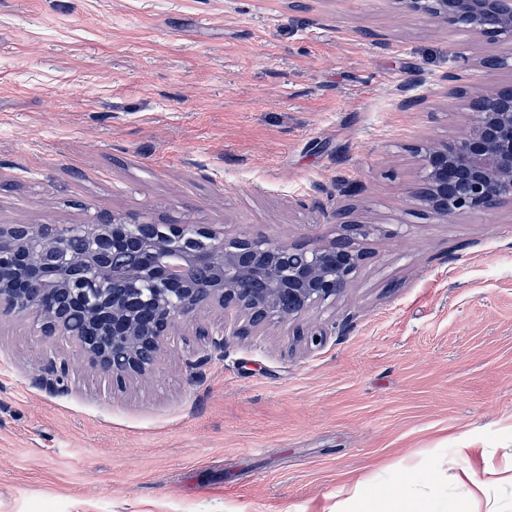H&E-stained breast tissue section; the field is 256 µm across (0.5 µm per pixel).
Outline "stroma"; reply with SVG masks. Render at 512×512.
Listing matches in <instances>:
<instances>
[{"label":"stroma","instance_id":"obj_1","mask_svg":"<svg viewBox=\"0 0 512 512\" xmlns=\"http://www.w3.org/2000/svg\"><path fill=\"white\" fill-rule=\"evenodd\" d=\"M512 85V41L392 0H0V225L99 214L307 244L373 225L347 292L149 383L0 316V512H329L405 460L449 498L512 460V208L413 204L414 148ZM326 341L307 344V332ZM42 370L44 374L40 379V385L49 391H56L67 386L68 381H71V375L74 373L69 361L57 357L56 353L51 348L49 353L46 352Z\"/></svg>","mask_w":512,"mask_h":512}]
</instances>
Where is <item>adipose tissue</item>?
<instances>
[{
  "mask_svg": "<svg viewBox=\"0 0 512 512\" xmlns=\"http://www.w3.org/2000/svg\"><path fill=\"white\" fill-rule=\"evenodd\" d=\"M399 473L390 491L367 495L362 490H354L345 500L337 502L336 512H480L476 503L480 501L486 483L512 485V467L504 472L489 469L484 479H472L473 489L468 499L451 501L444 495L432 497L425 485L415 479L412 467L400 466Z\"/></svg>",
  "mask_w": 512,
  "mask_h": 512,
  "instance_id": "obj_1",
  "label": "adipose tissue"
}]
</instances>
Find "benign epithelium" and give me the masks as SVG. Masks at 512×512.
Instances as JSON below:
<instances>
[{
	"mask_svg": "<svg viewBox=\"0 0 512 512\" xmlns=\"http://www.w3.org/2000/svg\"><path fill=\"white\" fill-rule=\"evenodd\" d=\"M406 13L478 40H512V0H393ZM469 121L446 141L415 147L418 181L410 198L450 220L512 206V95L491 88L467 104ZM85 248H70L73 235ZM138 261L103 266L116 251ZM363 261L348 242L311 245L243 237L195 224H156L105 215L88 224L0 225V314L24 318L55 346L75 344L83 362L123 387L147 382L160 357L178 348L182 329L206 308L232 309L243 325L203 331L215 351L263 321H295L333 302ZM207 275L197 284L191 272ZM40 385L65 387L73 368L46 354Z\"/></svg>",
	"mask_w": 512,
	"mask_h": 512,
	"instance_id": "1",
	"label": "benign epithelium"
}]
</instances>
